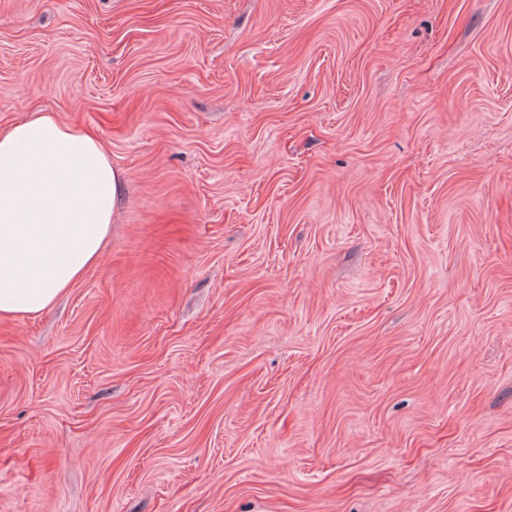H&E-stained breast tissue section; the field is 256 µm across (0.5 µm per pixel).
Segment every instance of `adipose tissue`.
<instances>
[{
	"mask_svg": "<svg viewBox=\"0 0 512 512\" xmlns=\"http://www.w3.org/2000/svg\"><path fill=\"white\" fill-rule=\"evenodd\" d=\"M120 193L104 144L53 113L0 132V318L42 313L99 262Z\"/></svg>",
	"mask_w": 512,
	"mask_h": 512,
	"instance_id": "adipose-tissue-1",
	"label": "adipose tissue"
}]
</instances>
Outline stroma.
<instances>
[{
  "label": "stroma",
  "mask_w": 512,
  "mask_h": 512,
  "mask_svg": "<svg viewBox=\"0 0 512 512\" xmlns=\"http://www.w3.org/2000/svg\"><path fill=\"white\" fill-rule=\"evenodd\" d=\"M41 111L122 186L0 512H512V0H0Z\"/></svg>",
  "instance_id": "stroma-1"
}]
</instances>
